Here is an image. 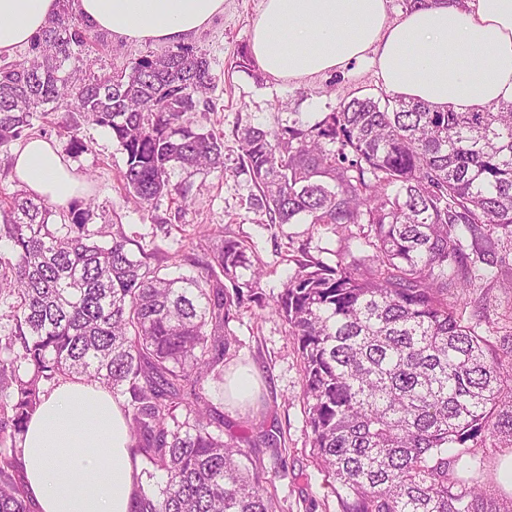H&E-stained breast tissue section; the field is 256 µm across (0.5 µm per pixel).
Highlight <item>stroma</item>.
<instances>
[{
    "mask_svg": "<svg viewBox=\"0 0 512 512\" xmlns=\"http://www.w3.org/2000/svg\"><path fill=\"white\" fill-rule=\"evenodd\" d=\"M261 2L224 0L223 15L187 42L188 47L206 54L216 77L214 89L207 94L209 107L200 108L192 119L223 133L224 168L187 177L189 193L182 203L165 197L156 205L143 207L126 194L119 181L126 156L106 129L81 124L80 135L89 149L73 153L67 132L71 114L66 109L34 117L32 133L54 142L79 173L91 178L92 201L76 199V207L94 204L93 224L124 225L127 234L150 253V265H174L173 258L179 255L183 261L176 265L178 273L199 276L205 255L197 232L203 225L248 246L251 260L265 274L254 298L245 299L225 327L231 344L224 370L250 368L257 386L250 399L235 405L225 397L220 380H205V393L224 417L225 436L237 440L241 448L259 453L279 501V512H342L312 454L297 343L273 308L297 270L294 257L331 266L343 262L365 267L371 265L374 251L365 242V229L359 226L345 233L332 225L271 224L264 214L252 209L250 199L256 189L241 165L236 130L250 123L272 130L294 123L311 124L352 97L379 95L382 85L367 60L301 83L237 70L236 56L249 46L251 25ZM161 51L158 45L129 44L93 30L65 69L79 77L92 71H122L141 57ZM494 273L493 279L464 291L462 299L470 307L487 308L496 317L512 309V261L495 268ZM269 430L279 434L273 448L263 442Z\"/></svg>",
    "mask_w": 512,
    "mask_h": 512,
    "instance_id": "obj_1",
    "label": "stroma"
}]
</instances>
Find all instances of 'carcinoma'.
Segmentation results:
<instances>
[{"instance_id":"carcinoma-1","label":"carcinoma","mask_w":512,"mask_h":512,"mask_svg":"<svg viewBox=\"0 0 512 512\" xmlns=\"http://www.w3.org/2000/svg\"><path fill=\"white\" fill-rule=\"evenodd\" d=\"M68 14L30 60L0 67V145L64 106L73 152L88 149L81 123L107 129L127 157L123 189L150 207L186 197L177 173L224 169V138L188 118L216 80L205 54L179 47L76 86L64 66L86 33ZM237 136L251 205L270 223L373 232V266L297 259L274 308L297 341L307 426L342 512H512V494L488 483L512 453V315L488 336L487 315L448 301L512 251V103L441 111L382 91L310 126ZM54 215L24 189L0 199V512H30L20 438L48 389L76 378L129 396L143 473L165 477L140 489L137 512H276L260 460L224 440L202 386L230 346L232 308L263 276L248 246L224 238L204 276H172L123 225L92 227L91 206L67 224Z\"/></svg>"}]
</instances>
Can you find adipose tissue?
<instances>
[{"instance_id":"1","label":"adipose tissue","mask_w":512,"mask_h":512,"mask_svg":"<svg viewBox=\"0 0 512 512\" xmlns=\"http://www.w3.org/2000/svg\"><path fill=\"white\" fill-rule=\"evenodd\" d=\"M249 42L268 75L299 82L370 60L393 94L467 112L512 102V0H416L401 21L387 0H262ZM62 0H0V55L31 46ZM92 29L129 43L177 45L224 12V0H72ZM13 174L45 203L68 205L84 181L45 139L13 153ZM32 512H134L142 484L121 400L81 380L46 396L23 434Z\"/></svg>"}]
</instances>
